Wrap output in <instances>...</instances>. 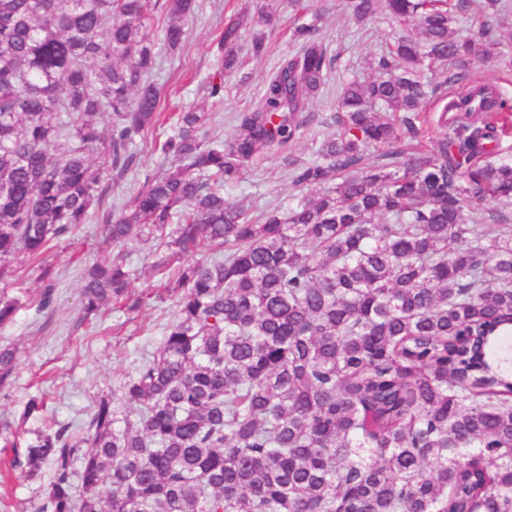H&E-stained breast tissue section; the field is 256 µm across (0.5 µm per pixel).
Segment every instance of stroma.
Listing matches in <instances>:
<instances>
[{"mask_svg":"<svg viewBox=\"0 0 512 512\" xmlns=\"http://www.w3.org/2000/svg\"><path fill=\"white\" fill-rule=\"evenodd\" d=\"M197 4V14L186 26L184 44L162 52L151 79L163 90V112L191 106L213 112L206 132L210 140L227 142L234 137L237 116L251 110L270 73L295 51L294 26L310 22L313 13L322 15L321 34L329 54L336 58L333 71L345 79L371 80L375 75L372 63L394 34L385 15L362 24L337 8L336 0H197ZM260 7L273 11L277 18L275 28L267 33L266 52L258 58L245 57L241 67L226 75L223 99L215 101L208 93L207 78L213 73L224 27L242 11ZM492 39L494 57L474 64L472 72L512 101V9L504 26L494 28ZM335 100L332 93L311 100L305 110L307 121L296 140L247 164L239 182L225 189L226 199L258 216L317 197L318 189L301 191L292 185L288 162L313 159L320 144L335 134ZM171 130L168 124L157 127L137 142L136 163L113 185L106 206L119 208L138 189L145 172L160 170L165 162L161 147ZM125 251L132 270L130 293L139 300L133 309L121 302L94 320H78L83 268L112 256L100 244L95 219L80 225L38 262L23 266L9 287V295L23 296L30 305L10 325L0 327V348L11 347L17 353L15 384L8 395H0V425L17 420L29 399L44 404L38 417L24 425L21 439L55 422L71 424L76 434L85 435L94 400L112 395L118 382L160 342L176 309L175 296L164 289L172 270L164 262L168 250L152 242L132 241ZM45 268L50 269L58 288L52 312L38 315L32 304L41 293L40 274ZM51 480L47 467L32 477L14 472L8 484L0 487V512H31Z\"/></svg>","mask_w":512,"mask_h":512,"instance_id":"obj_1","label":"stroma"}]
</instances>
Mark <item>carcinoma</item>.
I'll list each match as a JSON object with an SVG mask.
<instances>
[{
	"label": "carcinoma",
	"instance_id": "1",
	"mask_svg": "<svg viewBox=\"0 0 512 512\" xmlns=\"http://www.w3.org/2000/svg\"><path fill=\"white\" fill-rule=\"evenodd\" d=\"M342 6L382 10L400 33L373 79L341 85L336 135L289 163L318 197L255 222L224 186L293 142L330 81L318 21L295 27L231 142L206 139L212 113H179L167 166L115 213L105 170L123 177L160 122L156 45L183 42L195 0H0V325L27 305L4 293L19 269L95 214L114 249L224 251L166 281L177 308L117 387L135 418L102 398L87 439L70 424L3 438L11 466L53 469L34 512H512V373L492 355L512 338V225L468 223L489 197L512 206V161L494 159L512 104L474 84L443 106L431 148L406 155L421 108L490 58L505 6L484 0L466 37L471 0ZM243 23L219 39L212 97L239 66ZM271 23L250 18L252 55ZM41 278L39 313L56 288ZM82 279L83 318L98 316L126 297L125 255ZM16 367L1 348L0 391Z\"/></svg>",
	"mask_w": 512,
	"mask_h": 512
}]
</instances>
